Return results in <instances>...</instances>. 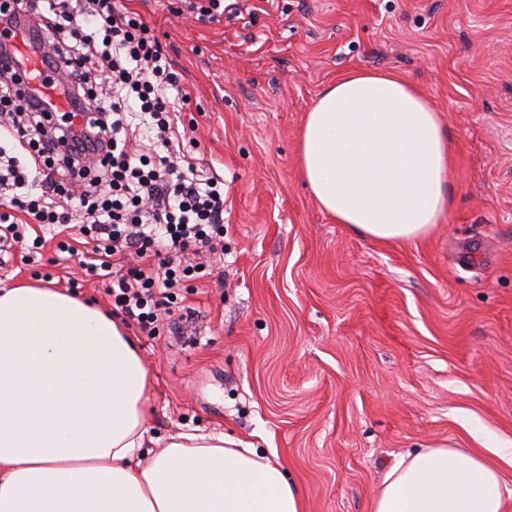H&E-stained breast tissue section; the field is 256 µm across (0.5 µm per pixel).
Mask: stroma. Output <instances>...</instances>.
Segmentation results:
<instances>
[{"mask_svg":"<svg viewBox=\"0 0 512 512\" xmlns=\"http://www.w3.org/2000/svg\"><path fill=\"white\" fill-rule=\"evenodd\" d=\"M210 21L126 0L189 101L198 170L224 178V258L182 289L179 331L128 324L154 377L147 426L273 449L304 512H369L387 469L434 444L512 443V0H229ZM393 72L433 102L452 202L426 239L382 244L321 212L297 144L324 87ZM112 305L46 240L35 279Z\"/></svg>","mask_w":512,"mask_h":512,"instance_id":"1","label":"stroma"}]
</instances>
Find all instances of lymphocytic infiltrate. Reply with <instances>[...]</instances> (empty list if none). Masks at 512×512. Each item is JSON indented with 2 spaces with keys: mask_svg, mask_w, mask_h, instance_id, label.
<instances>
[{
  "mask_svg": "<svg viewBox=\"0 0 512 512\" xmlns=\"http://www.w3.org/2000/svg\"><path fill=\"white\" fill-rule=\"evenodd\" d=\"M14 3L37 18L44 61L67 60L66 81L105 116L80 134L69 116L49 123L0 71V137L32 159L0 146V239L40 249L53 232L59 252L106 280L115 311L155 333L173 320L180 288L224 252L222 179L178 148L195 131L181 120L188 98L124 0H0V25ZM29 223L41 230L30 242Z\"/></svg>",
  "mask_w": 512,
  "mask_h": 512,
  "instance_id": "1",
  "label": "lymphocytic infiltrate"
}]
</instances>
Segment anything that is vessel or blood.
<instances>
[{"instance_id": "1", "label": "vessel or blood", "mask_w": 512, "mask_h": 512, "mask_svg": "<svg viewBox=\"0 0 512 512\" xmlns=\"http://www.w3.org/2000/svg\"><path fill=\"white\" fill-rule=\"evenodd\" d=\"M14 26L12 49L0 54V70L15 74V89L24 100L46 96L50 111L72 113L75 128L84 130L90 113L87 108L75 105V95L63 81L62 74L68 67L67 61L58 60L56 76L53 81H46L43 75V50L32 36L33 29L26 15L18 14Z\"/></svg>"}]
</instances>
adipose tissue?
<instances>
[{
  "label": "adipose tissue",
  "mask_w": 512,
  "mask_h": 512,
  "mask_svg": "<svg viewBox=\"0 0 512 512\" xmlns=\"http://www.w3.org/2000/svg\"><path fill=\"white\" fill-rule=\"evenodd\" d=\"M300 175L334 222L413 241L451 204V142L430 99L389 73L326 87L298 140ZM152 377L124 326L44 283L0 289V512H304L275 454L226 433L144 456ZM501 464L448 445L387 472L369 512H505Z\"/></svg>",
  "instance_id": "adipose-tissue-1"
}]
</instances>
